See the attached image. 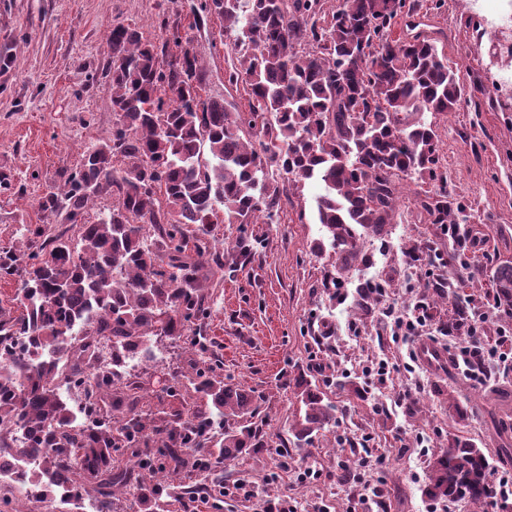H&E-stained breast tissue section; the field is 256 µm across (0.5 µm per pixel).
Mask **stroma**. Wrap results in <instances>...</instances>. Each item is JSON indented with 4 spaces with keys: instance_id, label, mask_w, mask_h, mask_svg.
<instances>
[{
    "instance_id": "stroma-1",
    "label": "stroma",
    "mask_w": 512,
    "mask_h": 512,
    "mask_svg": "<svg viewBox=\"0 0 512 512\" xmlns=\"http://www.w3.org/2000/svg\"><path fill=\"white\" fill-rule=\"evenodd\" d=\"M421 2L432 28L445 32L441 48L461 82L485 91L436 119L448 188L482 218L473 279L485 284L499 260L512 258V93L492 87L505 61L496 26L502 15L512 14V0ZM188 12V0H0V175L9 181L0 187V246L16 243L18 225L43 223L39 197L59 185L61 170L79 164L85 143L112 129L108 27L131 24L155 40L160 19ZM187 36L207 68L208 94L227 96L218 22ZM420 190L413 182L403 187L387 240L366 239L371 262L345 275L341 300L324 285L334 256L311 250L322 234L311 213L318 186L294 192L285 223L250 226L256 244L251 260L234 276L215 278L201 339L220 360L221 374L254 392L271 433L288 451L274 458L262 451L229 463L224 484L238 486V493L221 502L198 499L178 512H264L267 503L284 497L296 512H311L315 503L327 505L328 512H370L360 499L362 487L338 480L343 459L333 447L340 435L367 442L371 456L383 457L366 478L389 512H428L422 492L427 463L447 434L486 445L492 428L512 436V405L502 409L491 399L495 383L478 384L457 371L442 376L422 365L407 372V347L389 336L382 312L361 321L351 309L352 282L374 277L387 285L396 309H407L415 299L405 275L409 247L429 238L447 251L448 240L436 225L417 219ZM374 360L392 368L385 385H367L363 401L339 392V381L362 379ZM188 361L182 348L165 340L154 344L152 360L129 365L128 377L151 402ZM297 370L337 406L331 432L301 448L288 430L298 403L285 384ZM451 386L468 408L469 418L460 424L439 398ZM414 401L420 414L408 412ZM308 466L317 479L300 481V470Z\"/></svg>"
}]
</instances>
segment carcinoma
Here are the masks:
<instances>
[{
  "label": "carcinoma",
  "instance_id": "obj_1",
  "mask_svg": "<svg viewBox=\"0 0 512 512\" xmlns=\"http://www.w3.org/2000/svg\"><path fill=\"white\" fill-rule=\"evenodd\" d=\"M421 9L419 0H199L192 20L163 22L155 42L110 25L112 131L84 145L79 165L40 198L46 222L17 229L24 250L0 249V280L17 283L0 306V459L19 464L18 490L51 512L89 494L99 512H117V488L135 512H173L219 487L226 462L271 447L256 396L215 362L190 360L154 409L123 377L126 358L156 338L205 352L197 336L212 279L249 259V225L280 223L290 188L323 185L314 218L324 235L311 250L333 253L343 272L369 259L364 239L389 235L408 182L428 185L417 196L423 222L469 230L477 216L448 190L438 126L424 115L454 112L484 90L460 83ZM211 18L237 60L227 83L242 89L243 110L206 94V69L182 34ZM399 18L408 30L395 36ZM220 224L237 230L222 249ZM410 251L436 260L430 242ZM492 288L512 308V261L497 263ZM429 298L451 301L450 322L471 315L450 288ZM354 305L371 313V282L355 285ZM103 345L110 371L99 364ZM62 381L86 392L81 415ZM286 384L299 404L291 432L309 444L336 424V404L302 372ZM443 400L449 418H468L454 390ZM189 448L209 457L194 467L203 477L156 483L189 468ZM32 457L40 468H27ZM491 472L489 449L450 433L423 493L473 505L506 498Z\"/></svg>",
  "mask_w": 512,
  "mask_h": 512
}]
</instances>
